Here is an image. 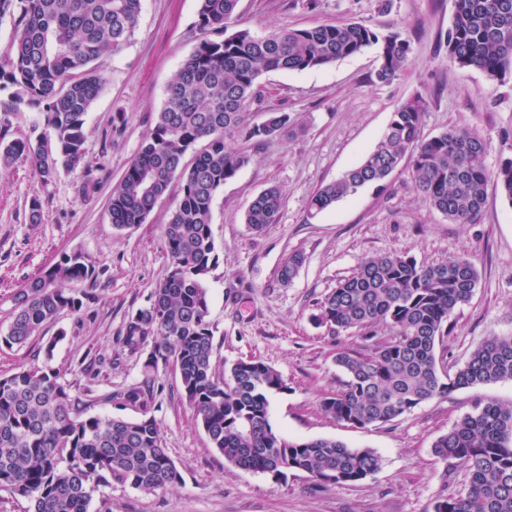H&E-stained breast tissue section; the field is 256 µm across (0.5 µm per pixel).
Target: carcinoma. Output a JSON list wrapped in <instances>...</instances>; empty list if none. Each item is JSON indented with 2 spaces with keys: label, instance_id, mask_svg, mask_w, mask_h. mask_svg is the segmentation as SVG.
<instances>
[{
  "label": "carcinoma",
  "instance_id": "obj_1",
  "mask_svg": "<svg viewBox=\"0 0 512 512\" xmlns=\"http://www.w3.org/2000/svg\"><path fill=\"white\" fill-rule=\"evenodd\" d=\"M453 2L450 58L479 69L492 83L503 81L512 70V0ZM237 4L199 0L198 42L167 84L154 127L113 188L112 224L127 229L145 223L172 183L180 184L163 234L170 270L151 304L128 317L123 343L132 352L151 346L144 363L148 374L161 364L175 365L188 404L226 463L276 478L296 471L323 485L356 483L380 468L375 450L328 438L290 440L273 430L269 399L288 384L271 365L239 360L217 373L206 287L218 263L211 205L216 191L251 161L244 151H227L226 138L262 141L293 130L286 112L250 121L263 75L320 68L374 48L376 80L388 83L409 66L410 42L397 30L377 32L355 22L259 37L235 28ZM140 10L141 0H0V16L10 15L14 24L7 61L0 63V85L16 87L17 101L41 109L52 130L50 138L13 141L0 151L1 162L31 158L45 185L62 170L89 168L85 117L101 89L92 64L130 39ZM422 113L419 98L400 104L374 149L312 195L309 213L368 186L383 187L407 157L418 192L452 224L477 223L491 179L512 202V158L491 174L480 133L452 128L423 139ZM202 141L204 147L197 148ZM191 151L194 159L186 166ZM280 208L279 189L267 188L251 202L244 223L260 232L277 223ZM303 263V255L290 254L280 281H293ZM95 277L96 268L81 256H61L17 293L0 342L23 345L61 312L80 311L87 294L77 296L65 284ZM478 281L467 256L431 265L406 254L365 258L320 302L313 321L334 332L357 328L367 337L386 325L394 334L370 355H336L345 380L340 391L322 400V411L365 427L456 389L512 379V336L487 338L452 375L437 353L448 318L471 299ZM149 399L140 387L110 397L143 408ZM433 452L469 476L466 493L441 497L434 512H512V405H477L434 441ZM109 478L142 490L181 481L155 418L87 414L83 401L47 363L0 378L1 488L26 499L28 512H89L92 492Z\"/></svg>",
  "mask_w": 512,
  "mask_h": 512
}]
</instances>
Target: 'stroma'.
<instances>
[{"label": "stroma", "mask_w": 512, "mask_h": 512, "mask_svg": "<svg viewBox=\"0 0 512 512\" xmlns=\"http://www.w3.org/2000/svg\"><path fill=\"white\" fill-rule=\"evenodd\" d=\"M197 12L198 0H142L131 39L97 62L102 88L86 115V168L60 171L46 185L30 159L0 167V334L10 325L19 289L61 255H81L97 271L96 279L69 286L87 296L81 311L61 313L25 345L0 343V376L48 363L89 414L158 422L181 483L151 491L105 483L93 492L90 512H434L440 496L468 486L463 469L433 453L434 441L476 401L512 404V380L454 390L385 423L339 422L320 409L325 396L342 388L337 353L370 354L391 331L378 326L370 342L356 329L331 332L312 315L366 257L398 253L435 264L468 255L479 284L451 315L440 348L445 369L456 372L486 338L512 336V202L492 182L477 223H449L416 190L405 164L385 189L364 188L314 216L308 206L322 185L374 148L396 107L417 96L424 100L422 137L476 130L488 143V169H496L512 158V73L493 84L449 59L453 0H239L238 25L257 36L358 22L401 31L411 45L409 67L389 83L376 81L372 49L321 68L266 74L254 121L285 112L300 131L257 144L226 141L233 150L248 148L252 160L212 202L219 261L206 286L216 369L240 359L270 364L288 384L270 398L279 434L333 438L382 458L379 470L356 484L319 487L304 473L277 480L226 464L186 402L175 368L146 374V353H129L121 341L127 317L150 305L170 267L163 229L180 187L172 185L144 224L125 230L111 222L110 197L153 128L167 84L196 44ZM15 94V87H0V149L45 131L42 113L17 103ZM271 186L282 193L278 221L252 233L244 213ZM35 201L42 214L37 224L29 221ZM292 253L305 261L285 284L278 270ZM148 375L155 382L150 406L110 401L111 393Z\"/></svg>", "instance_id": "stroma-1"}]
</instances>
